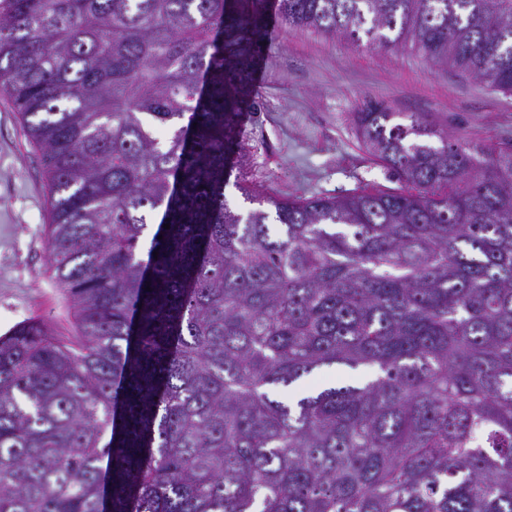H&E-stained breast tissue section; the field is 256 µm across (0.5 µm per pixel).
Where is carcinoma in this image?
Returning a JSON list of instances; mask_svg holds the SVG:
<instances>
[{"label":"carcinoma","mask_w":512,"mask_h":512,"mask_svg":"<svg viewBox=\"0 0 512 512\" xmlns=\"http://www.w3.org/2000/svg\"><path fill=\"white\" fill-rule=\"evenodd\" d=\"M273 15L512 95V0H0L75 332L0 336V512H512V145L369 103L401 192L271 212L238 181L242 216ZM333 365L371 376L274 397Z\"/></svg>","instance_id":"obj_1"}]
</instances>
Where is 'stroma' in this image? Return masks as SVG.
I'll return each instance as SVG.
<instances>
[{
  "mask_svg": "<svg viewBox=\"0 0 512 512\" xmlns=\"http://www.w3.org/2000/svg\"><path fill=\"white\" fill-rule=\"evenodd\" d=\"M253 89L259 106L241 122L245 158L225 199L240 212L248 185L273 199L395 192L401 184L360 141L355 114L366 102L418 112L460 143H512V96L406 46L369 50L314 29L276 24ZM50 221L40 153L0 94V336L37 319L73 333L45 251Z\"/></svg>",
  "mask_w": 512,
  "mask_h": 512,
  "instance_id": "35a3bbf8",
  "label": "stroma"
}]
</instances>
